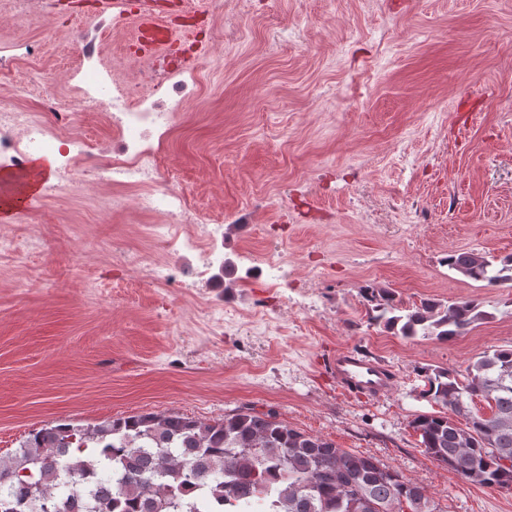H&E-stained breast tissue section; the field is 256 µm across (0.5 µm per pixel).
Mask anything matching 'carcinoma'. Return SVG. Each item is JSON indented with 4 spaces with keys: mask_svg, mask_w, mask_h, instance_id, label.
<instances>
[{
    "mask_svg": "<svg viewBox=\"0 0 512 512\" xmlns=\"http://www.w3.org/2000/svg\"><path fill=\"white\" fill-rule=\"evenodd\" d=\"M448 268L512 288V257L452 252ZM368 322L407 338L448 342L485 317L471 300L408 307L367 285ZM422 396L446 409L410 422L436 461L483 487L512 488V348L485 351L461 375L421 370ZM494 404L485 417L476 398ZM465 419L459 426L455 418ZM440 512L426 490L369 455L244 407L204 422L184 414L59 421L0 456V512Z\"/></svg>",
    "mask_w": 512,
    "mask_h": 512,
    "instance_id": "1",
    "label": "carcinoma"
}]
</instances>
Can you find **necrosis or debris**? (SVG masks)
I'll return each mask as SVG.
<instances>
[{
	"instance_id": "1",
	"label": "necrosis or debris",
	"mask_w": 512,
	"mask_h": 512,
	"mask_svg": "<svg viewBox=\"0 0 512 512\" xmlns=\"http://www.w3.org/2000/svg\"><path fill=\"white\" fill-rule=\"evenodd\" d=\"M147 6L161 10L158 0H116L84 17L64 93L50 73L33 68L44 56L42 43L16 38L0 44V77L8 79L12 92L11 101L0 99V166L23 173L34 157L51 156L55 175L44 182L43 197L59 199L91 186L99 191L100 209L148 216L140 231L156 242V250L119 248L113 263L133 270L139 283L193 303L198 323L205 325L211 310L197 297L224 268L216 259L224 251V225L198 213L166 162L174 132L198 101L201 60L170 62L160 51L168 39L161 29L142 36L138 52H123L122 62L144 73L134 82L122 63L109 59L103 37L104 30L124 27ZM32 97L38 111L19 107V99ZM92 121L110 130L111 148L96 146L87 136Z\"/></svg>"
}]
</instances>
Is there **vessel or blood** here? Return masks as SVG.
<instances>
[{
    "mask_svg": "<svg viewBox=\"0 0 512 512\" xmlns=\"http://www.w3.org/2000/svg\"><path fill=\"white\" fill-rule=\"evenodd\" d=\"M328 367L337 388L349 394L377 398L394 382L392 371L382 361L354 351L336 352Z\"/></svg>",
    "mask_w": 512,
    "mask_h": 512,
    "instance_id": "obj_1",
    "label": "vessel or blood"
}]
</instances>
